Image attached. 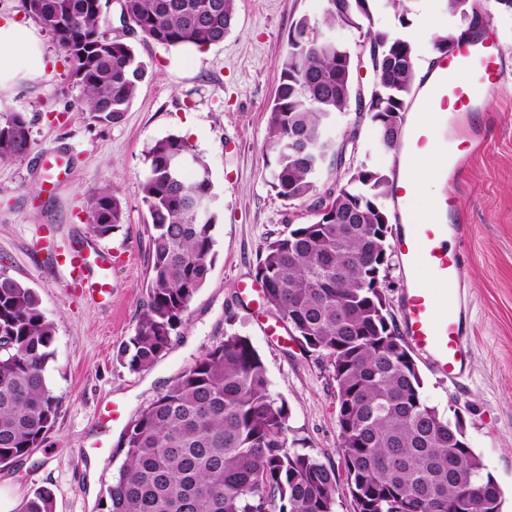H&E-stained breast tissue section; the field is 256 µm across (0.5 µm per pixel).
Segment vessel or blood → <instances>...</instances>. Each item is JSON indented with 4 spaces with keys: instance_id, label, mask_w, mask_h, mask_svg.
I'll list each match as a JSON object with an SVG mask.
<instances>
[{
    "instance_id": "vessel-or-blood-1",
    "label": "vessel or blood",
    "mask_w": 512,
    "mask_h": 512,
    "mask_svg": "<svg viewBox=\"0 0 512 512\" xmlns=\"http://www.w3.org/2000/svg\"><path fill=\"white\" fill-rule=\"evenodd\" d=\"M505 61L502 51L486 41L459 48L438 65V74L425 111L450 116L448 140L453 148L438 159L447 184L443 198L451 215L445 224H414L398 234L394 250L408 286L401 301L402 328L408 345L422 354L428 367L449 381L464 374L470 337L464 318L447 316L448 302L462 303L461 256L453 242L467 238L469 226L458 209V181L469 158L484 144L475 123L483 100L503 90ZM428 142L427 129L418 125L404 134L399 149L415 155ZM53 265L74 293L106 295L112 289V259L104 248L69 245L52 256Z\"/></svg>"
}]
</instances>
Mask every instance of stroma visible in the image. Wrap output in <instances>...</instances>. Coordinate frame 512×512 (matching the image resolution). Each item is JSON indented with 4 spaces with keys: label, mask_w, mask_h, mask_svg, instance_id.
I'll return each mask as SVG.
<instances>
[{
    "label": "stroma",
    "mask_w": 512,
    "mask_h": 512,
    "mask_svg": "<svg viewBox=\"0 0 512 512\" xmlns=\"http://www.w3.org/2000/svg\"><path fill=\"white\" fill-rule=\"evenodd\" d=\"M407 6L404 26L398 10L379 0L374 25L409 41L422 63L431 39L418 24L419 12L448 18V0H407ZM323 7V0H237L223 42L173 48L123 30L117 4L107 0L104 31L131 43L147 67L127 112L109 125L82 111L62 51L38 28L49 59L45 73L0 89V111L26 113L33 139L26 158L0 162V273L33 288L56 325L46 375L61 408L44 443L0 471V512H21L42 487L54 494V512H104L102 495L124 462V430L231 334L247 337L261 355L272 392L288 405L290 437L303 439L307 453L344 477L329 358L308 351L288 326L264 335L261 321L278 323L277 313L238 288L239 281H254L268 242L310 220L305 207L271 189L266 145L288 33L301 17L321 19ZM483 109L494 120L483 151L460 176L457 198L471 226L456 245L463 257L469 363L456 384L424 366L419 372L424 399L442 417L463 419L471 447L502 489L503 512H512V98H487ZM354 129L359 154L397 171L398 154L377 151L371 126L355 112L337 114L330 132L340 142ZM168 135L187 140L209 166L218 208L215 260L169 349L150 369L133 371L119 350L147 302L151 217L140 184L147 150ZM53 149L71 155L66 172L43 168V155ZM104 185L119 192L125 221L100 239L89 232L85 207L90 190ZM73 237L110 249L108 298L74 295L51 271L50 242Z\"/></svg>",
    "instance_id": "1"
}]
</instances>
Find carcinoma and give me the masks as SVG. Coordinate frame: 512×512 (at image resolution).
<instances>
[{
  "instance_id": "cac0c4a2",
  "label": "carcinoma",
  "mask_w": 512,
  "mask_h": 512,
  "mask_svg": "<svg viewBox=\"0 0 512 512\" xmlns=\"http://www.w3.org/2000/svg\"><path fill=\"white\" fill-rule=\"evenodd\" d=\"M236 0H122V15L144 38L170 46L218 44L231 30ZM65 54L84 111L99 124L121 119L146 75L131 44L102 31V0H22ZM373 0H325L321 21L299 19L280 60L269 108L267 166L281 199L314 217L269 242L255 277L266 302L312 352L331 358L346 485L354 512H502V492L469 445L460 418L443 420L422 395L408 345L390 317L382 273L391 259L387 171L354 164L355 150L336 144L329 125L355 111L375 142L399 146L415 78L414 47L373 26ZM481 0H448L465 26ZM356 29L373 51L376 91L361 99L358 54L320 26ZM456 29L435 35L448 53ZM32 146L22 112L0 113V162ZM189 167L176 168L181 158ZM140 185L152 218L148 301L122 357L151 367L185 323L215 253L216 195L207 162L183 138L168 135L146 152ZM349 176L321 190L324 172ZM91 233L106 238L125 221L109 186L87 198ZM344 270L342 279L336 271ZM55 323L38 294L0 273V467L39 447L60 409L45 369ZM289 411L273 397L265 364L245 336L207 350L126 429L125 460L108 486L105 512H334L336 471L288 440ZM54 494L34 492L22 512H53Z\"/></svg>"
}]
</instances>
